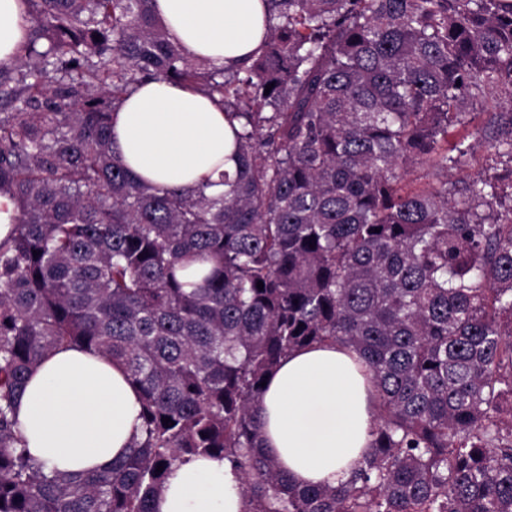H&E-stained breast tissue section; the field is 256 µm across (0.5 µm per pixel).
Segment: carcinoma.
<instances>
[{"label": "carcinoma", "instance_id": "1", "mask_svg": "<svg viewBox=\"0 0 512 512\" xmlns=\"http://www.w3.org/2000/svg\"><path fill=\"white\" fill-rule=\"evenodd\" d=\"M265 2L260 54L225 68L152 0H26L22 64L0 66V193L20 203L0 242V512H152L171 466L207 455L241 474L244 512H512V0ZM146 80L237 122L231 192L129 174L111 115ZM491 94L508 110L477 111ZM477 144L508 176L448 180ZM417 166L436 182L411 184ZM324 343L364 360L378 411L346 480L299 487L255 407ZM63 345L140 391L110 471L27 452L13 407Z\"/></svg>", "mask_w": 512, "mask_h": 512}]
</instances>
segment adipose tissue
<instances>
[{"label": "adipose tissue", "mask_w": 512, "mask_h": 512, "mask_svg": "<svg viewBox=\"0 0 512 512\" xmlns=\"http://www.w3.org/2000/svg\"><path fill=\"white\" fill-rule=\"evenodd\" d=\"M170 35L217 66L242 63L265 35L263 0H155ZM23 0H0V64L14 65L27 37ZM111 133L130 173L163 187L190 189L203 178L212 194L234 171L233 132L223 108L167 81L134 88ZM371 376L338 345L295 350L267 380L256 407L262 449L298 486H334L367 452L373 425ZM140 393L124 368L85 348L48 353L30 375L16 419L32 457L61 471H105L137 434ZM154 512H242L241 479L220 456L172 466Z\"/></svg>", "instance_id": "obj_1"}]
</instances>
